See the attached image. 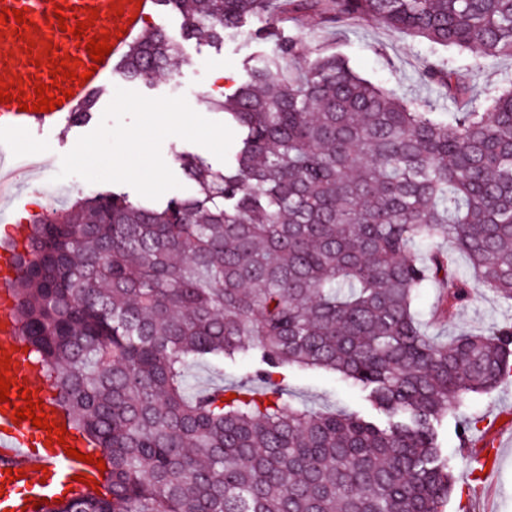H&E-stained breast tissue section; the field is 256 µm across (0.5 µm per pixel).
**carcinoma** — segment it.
Masks as SVG:
<instances>
[{
  "mask_svg": "<svg viewBox=\"0 0 512 512\" xmlns=\"http://www.w3.org/2000/svg\"><path fill=\"white\" fill-rule=\"evenodd\" d=\"M159 2L184 18L182 41L305 15L512 56V0ZM257 38L273 49L224 97L240 140L223 172L184 153L194 194L96 192L13 248L18 339L106 465L40 512H445L440 423L453 414L475 447L465 410L512 378V317L441 340L415 312L438 283L435 316L451 318L472 276L512 311V77L477 103L461 69L422 58L446 119L336 54L297 68L302 44L273 26ZM180 55L156 30L121 66L151 80ZM196 365L241 379L201 388ZM313 369L377 415L292 404L288 372Z\"/></svg>",
  "mask_w": 512,
  "mask_h": 512,
  "instance_id": "cac0c4a2",
  "label": "carcinoma"
}]
</instances>
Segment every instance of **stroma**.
<instances>
[{"instance_id": "obj_1", "label": "stroma", "mask_w": 512, "mask_h": 512, "mask_svg": "<svg viewBox=\"0 0 512 512\" xmlns=\"http://www.w3.org/2000/svg\"><path fill=\"white\" fill-rule=\"evenodd\" d=\"M266 24L263 18L249 19L218 44L184 42L187 62L174 66L169 76L133 83L126 80L120 70H113L111 79L92 94L91 110L86 119L54 124L15 138L13 164L16 175L12 190L20 194L22 209L12 216V223H22L25 211L33 208L32 198H41L43 183L55 181L62 155L69 152L82 135L98 126L116 88H129L151 98L177 92L202 116L223 121V110L214 108L213 103L233 93L247 80L251 69L264 64L271 46L257 40L254 32ZM281 28L285 37L299 40L305 48L297 62L298 67L310 66L315 60L316 49L325 47L348 60L363 77L397 96L412 100L430 94L418 78L417 66L421 57L430 54L431 48L418 38L363 21L336 28L321 27L302 17L282 23ZM456 63L467 68L473 93L480 99L498 87L504 77L512 75V57L509 56L488 62L467 52L458 56ZM37 158L44 160L45 165L35 171L31 164ZM438 296L437 286L432 285L424 289L418 302L421 316L434 336L480 330L508 315L493 294L478 287L470 305L448 321L435 322L431 312L437 305ZM287 387L292 401L297 404L339 411L368 408L358 390L342 382L337 375L321 370L289 375ZM471 412L481 419L486 432L496 438L499 453L492 468L482 478H473L462 459L464 450L456 438L453 424L442 427V447L455 461L456 487L448 503V512H512V381L503 382L491 394L477 397Z\"/></svg>"}]
</instances>
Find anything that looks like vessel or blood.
Listing matches in <instances>:
<instances>
[{"label": "vessel or blood", "mask_w": 512, "mask_h": 512, "mask_svg": "<svg viewBox=\"0 0 512 512\" xmlns=\"http://www.w3.org/2000/svg\"><path fill=\"white\" fill-rule=\"evenodd\" d=\"M111 0H0V9L15 8L24 11L27 19L33 20L36 29L32 31L34 41L50 43L51 59L60 60L64 56L77 58L78 72H90L88 81H63V88L72 92L70 98L63 100L55 110L49 112H30L20 110L18 103H0V219L10 216V210L19 203L17 195L6 188L13 181L15 171L12 162L10 138L42 127L50 121L60 122L72 118L78 107L89 97L92 91L100 88L111 76L114 65L123 59L143 35V25L147 18L157 11L158 0H123L122 15H113ZM64 7L63 17H56V7ZM96 8L98 17L94 26L87 28L84 38H76L71 29L77 23L85 22L88 8ZM66 22V29H59V22ZM19 28L15 19H8L6 25L0 26V78L13 81L14 77H22L26 94H33L37 83H50L52 77L46 66L34 65L26 52L23 42L17 37ZM110 31L109 39L113 49L100 64H93L86 48L89 37L101 35L102 31ZM13 277L12 258L10 252H0V350L10 353L9 376L12 387L10 395L12 404L6 405L0 413V475L6 469L24 470L23 478L15 480L14 493L17 498H25L29 486L36 482V467L43 464L44 459L37 452L38 447L46 445V430L34 427L30 421L14 422V408L25 407L26 401L19 396L21 388H28L32 399L41 401L42 411L55 420L57 425L68 422L65 414L57 407L54 399V386L51 381L42 378L26 358L22 348L17 345L14 324L11 317V281ZM79 445L83 453H90L88 444L78 443L75 435L65 437L64 445L56 446L53 465L64 479L86 470V462L68 456L65 445Z\"/></svg>", "instance_id": "1"}]
</instances>
